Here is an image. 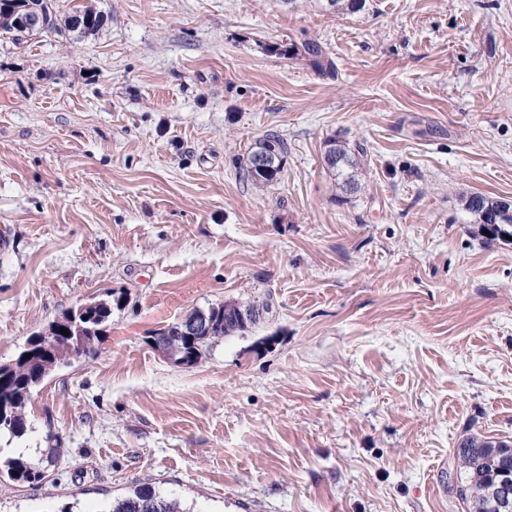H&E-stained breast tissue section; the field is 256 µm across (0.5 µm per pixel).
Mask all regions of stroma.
<instances>
[{"mask_svg":"<svg viewBox=\"0 0 512 512\" xmlns=\"http://www.w3.org/2000/svg\"><path fill=\"white\" fill-rule=\"evenodd\" d=\"M76 1L98 34L0 38V363L79 304L112 324L33 391L46 477L0 480V512L142 484L192 512H462L463 434L512 442V243L457 201L512 202V0ZM271 132L283 170L251 185ZM334 135L368 154L342 200ZM225 301L271 311L191 366L150 346ZM286 151L287 145L281 137L273 133L266 134L258 140L255 149L247 157V166L243 168L245 177L256 186H266L277 181ZM257 157L262 159V170L254 166Z\"/></svg>","mask_w":512,"mask_h":512,"instance_id":"35a3bbf8","label":"stroma"}]
</instances>
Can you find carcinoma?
Wrapping results in <instances>:
<instances>
[{"instance_id":"carcinoma-1","label":"carcinoma","mask_w":512,"mask_h":512,"mask_svg":"<svg viewBox=\"0 0 512 512\" xmlns=\"http://www.w3.org/2000/svg\"><path fill=\"white\" fill-rule=\"evenodd\" d=\"M21 5H32L43 13L45 25L43 34H59L64 29L76 30L71 24L72 15L84 12L97 17L90 27L82 29L85 34L96 32L106 21V17L91 8L75 5L65 18H59L52 0H17ZM365 0H329L325 7L338 14L356 12ZM303 52L313 58L319 67L333 69L334 62L323 52L322 45L315 40L302 43ZM287 151L284 140L269 133L258 140L254 150L247 157L244 175L256 186H266L275 181L282 172L283 155ZM367 148L361 142L354 146L338 138L328 140L325 154V165L329 174L334 177L336 186L348 192L358 189V174L363 167V157ZM463 210L468 213L474 223L491 233L489 240L512 237V225L498 229L484 223L488 214H503L512 221V204L494 200L481 193H470L461 198ZM214 328L211 333L195 337L192 344L175 331L177 325L167 328V334L160 337L166 347L173 351L177 359H193L198 362L203 355L220 339L231 336L241 328L224 327V305L210 306ZM112 322V302L98 300L83 309H70L62 316L54 319L45 332L31 336L17 357L8 363L0 364V441L5 446L22 439L31 431L26 412L27 404L35 387L39 386L48 374L60 365H68L76 359L75 346L83 345L85 356L96 353V345ZM69 330L65 336L58 329ZM51 350L46 364L41 370H35L32 358L43 347ZM30 357H25V354ZM456 470L449 473V478L456 481V494L462 512H487L485 505L489 500L500 471L512 468V445L506 441L494 440L479 433L462 437L456 450ZM9 479L19 484L39 483L44 479V471L32 465L21 453L10 456L4 461ZM101 512H190L181 503L168 498L153 486L143 484L121 499L105 506Z\"/></svg>"}]
</instances>
